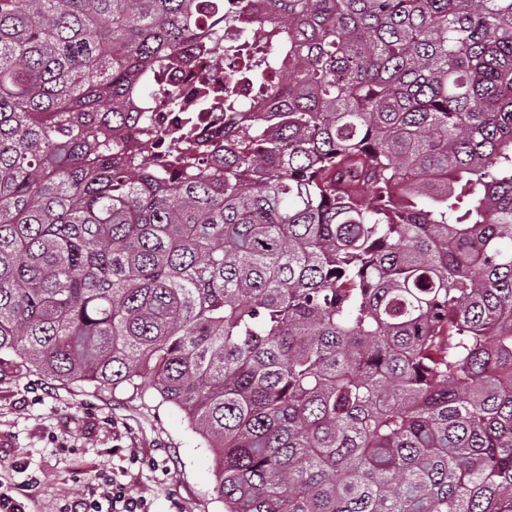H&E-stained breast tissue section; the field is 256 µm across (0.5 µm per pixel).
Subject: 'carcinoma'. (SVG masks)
Masks as SVG:
<instances>
[{
  "instance_id": "obj_1",
  "label": "carcinoma",
  "mask_w": 512,
  "mask_h": 512,
  "mask_svg": "<svg viewBox=\"0 0 512 512\" xmlns=\"http://www.w3.org/2000/svg\"><path fill=\"white\" fill-rule=\"evenodd\" d=\"M231 22L263 106L169 89L202 164L129 136L224 0H0V373L149 382L224 512H512V0ZM146 119H153L155 134L165 140L175 132L197 136L207 145L224 142V113L206 108L198 112H171L165 97L157 96L138 105Z\"/></svg>"
}]
</instances>
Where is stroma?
Returning a JSON list of instances; mask_svg holds the SVG:
<instances>
[{"instance_id": "35a3bbf8", "label": "stroma", "mask_w": 512, "mask_h": 512, "mask_svg": "<svg viewBox=\"0 0 512 512\" xmlns=\"http://www.w3.org/2000/svg\"><path fill=\"white\" fill-rule=\"evenodd\" d=\"M118 468L149 512H224L211 454L150 384L112 391L0 375V487L26 512H69Z\"/></svg>"}]
</instances>
